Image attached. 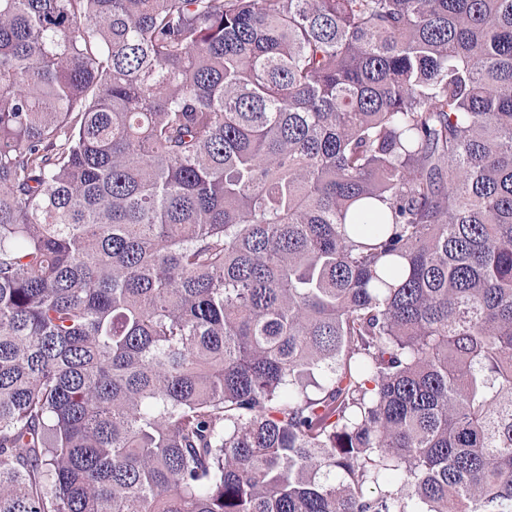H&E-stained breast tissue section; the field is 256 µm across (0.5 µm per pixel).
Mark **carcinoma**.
<instances>
[{"mask_svg": "<svg viewBox=\"0 0 512 512\" xmlns=\"http://www.w3.org/2000/svg\"><path fill=\"white\" fill-rule=\"evenodd\" d=\"M0 512H512V0H0Z\"/></svg>", "mask_w": 512, "mask_h": 512, "instance_id": "cac0c4a2", "label": "carcinoma"}]
</instances>
